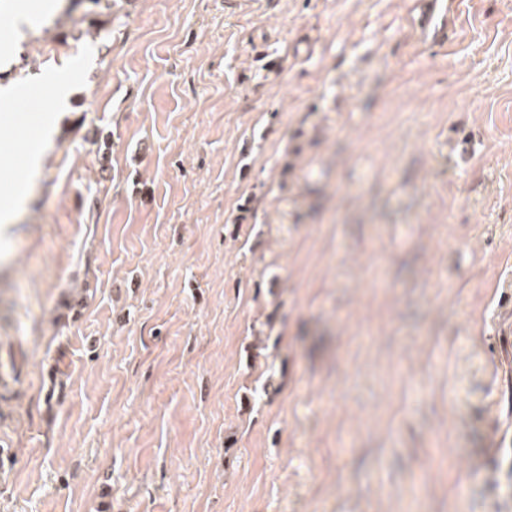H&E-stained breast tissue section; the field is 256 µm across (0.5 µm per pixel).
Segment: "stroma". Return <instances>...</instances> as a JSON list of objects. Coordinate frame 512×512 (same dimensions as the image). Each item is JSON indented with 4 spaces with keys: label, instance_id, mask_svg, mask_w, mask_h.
Listing matches in <instances>:
<instances>
[{
    "label": "stroma",
    "instance_id": "1",
    "mask_svg": "<svg viewBox=\"0 0 512 512\" xmlns=\"http://www.w3.org/2000/svg\"><path fill=\"white\" fill-rule=\"evenodd\" d=\"M412 9L0 12V512H512V0ZM3 4H0V8L8 10L15 22L16 29L20 34V38H26L27 33L23 32V27L26 25L28 30L31 32L32 29L29 26V9L31 4L24 3L26 1H37V0H4ZM459 1L416 0L412 27L422 46L446 50L456 37L455 13Z\"/></svg>",
    "mask_w": 512,
    "mask_h": 512
}]
</instances>
